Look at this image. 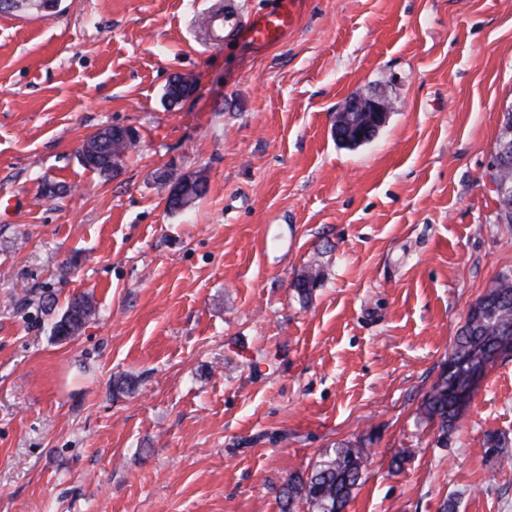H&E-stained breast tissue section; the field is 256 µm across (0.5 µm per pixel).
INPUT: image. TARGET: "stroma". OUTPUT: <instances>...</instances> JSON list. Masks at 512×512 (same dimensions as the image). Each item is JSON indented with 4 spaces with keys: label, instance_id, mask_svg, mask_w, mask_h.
<instances>
[{
    "label": "stroma",
    "instance_id": "stroma-1",
    "mask_svg": "<svg viewBox=\"0 0 512 512\" xmlns=\"http://www.w3.org/2000/svg\"><path fill=\"white\" fill-rule=\"evenodd\" d=\"M276 2L0 13V512H281L342 444L367 454L344 512H512V353L448 436L423 411L512 277V0H287L279 44L207 46L211 8ZM352 96L393 102L355 149ZM107 126L139 134L108 179L81 162ZM162 170L205 195L169 211ZM78 295L95 317L55 339ZM490 177L498 178L504 185V193L496 194L498 201L497 218L504 224H512V162L500 172H490Z\"/></svg>",
    "mask_w": 512,
    "mask_h": 512
}]
</instances>
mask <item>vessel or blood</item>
I'll return each mask as SVG.
<instances>
[{
  "label": "vessel or blood",
  "instance_id": "1",
  "mask_svg": "<svg viewBox=\"0 0 512 512\" xmlns=\"http://www.w3.org/2000/svg\"><path fill=\"white\" fill-rule=\"evenodd\" d=\"M293 25L287 10L276 7L248 17L217 8L207 17L209 43L222 45L245 38L256 46L267 47L281 42Z\"/></svg>",
  "mask_w": 512,
  "mask_h": 512
}]
</instances>
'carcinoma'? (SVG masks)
Listing matches in <instances>:
<instances>
[{"mask_svg":"<svg viewBox=\"0 0 512 512\" xmlns=\"http://www.w3.org/2000/svg\"><path fill=\"white\" fill-rule=\"evenodd\" d=\"M61 0H9L6 13H34L47 18L59 9ZM138 134L132 128L111 127L101 130L86 140L81 160L83 164L98 171L105 177L119 168L124 155L137 146ZM505 185V191L497 195V218L505 224H512V162L499 172L490 173ZM179 194L167 198V207L178 212L200 198L206 190L203 177L182 175L176 180ZM320 272L316 269L305 271L298 279L299 294L307 295L319 283ZM92 302L83 296L72 298L61 317L52 324V335L69 339L79 334L86 322L94 315ZM512 330V279L505 276L496 281L471 306L466 322L448 357V367L461 361L478 360L484 356L493 358L498 338ZM452 375L443 372L431 394L424 402L427 416L438 420L440 433L448 437L463 413L461 401L451 388ZM365 454L362 448H338L333 457L313 465L307 477L291 478L281 490L282 512H294V503L305 502L309 512H343L351 494L362 479L365 468Z\"/></svg>","mask_w":512,"mask_h":512,"instance_id":"obj_1","label":"carcinoma"}]
</instances>
